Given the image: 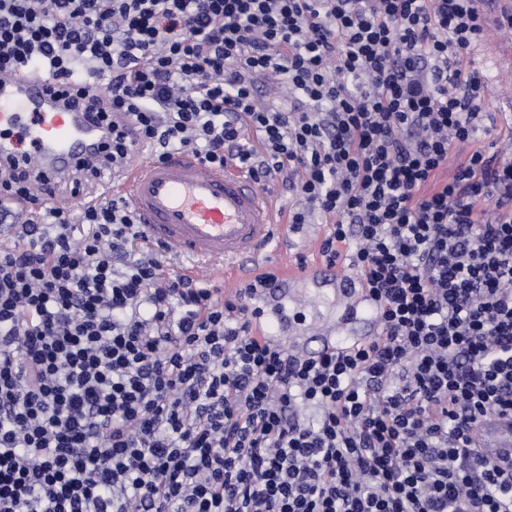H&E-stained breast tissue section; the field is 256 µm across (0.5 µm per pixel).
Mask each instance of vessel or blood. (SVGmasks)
I'll return each mask as SVG.
<instances>
[{
  "label": "vessel or blood",
  "mask_w": 512,
  "mask_h": 512,
  "mask_svg": "<svg viewBox=\"0 0 512 512\" xmlns=\"http://www.w3.org/2000/svg\"><path fill=\"white\" fill-rule=\"evenodd\" d=\"M52 84L45 73L0 80V165L33 183L57 182L64 192L51 198V205L74 209L83 203L76 188L82 169L103 156L110 136L95 111L56 96ZM111 190L130 202L146 236L178 252L184 272L193 276L215 269L232 275L244 265L267 271V249L284 232L275 219L276 198L245 171L233 165L208 167L188 151L161 160L136 157L113 179ZM304 280L333 293L347 318L313 332L294 329L295 346L327 350L342 345L347 323L374 325L373 305L361 288L316 265L279 275L277 287L258 289L250 300L256 332L282 337L286 325L280 309ZM480 436L486 456L512 461V418H488Z\"/></svg>",
  "instance_id": "vessel-or-blood-1"
}]
</instances>
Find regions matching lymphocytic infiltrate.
Here are the masks:
<instances>
[{"label":"lymphocytic infiltrate","instance_id":"obj_1","mask_svg":"<svg viewBox=\"0 0 512 512\" xmlns=\"http://www.w3.org/2000/svg\"><path fill=\"white\" fill-rule=\"evenodd\" d=\"M483 4L0 0V77L49 73L112 123L85 182L142 146L286 178L289 223L319 218L322 266L377 311L312 356L254 334L210 274L165 271L126 200L35 205L0 240V512H512V466L478 445L512 413Z\"/></svg>","mask_w":512,"mask_h":512}]
</instances>
